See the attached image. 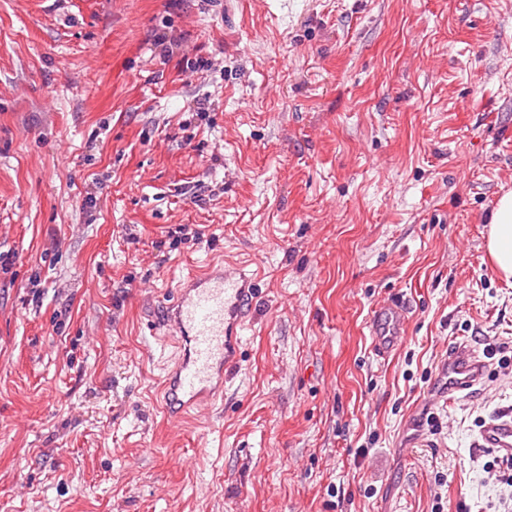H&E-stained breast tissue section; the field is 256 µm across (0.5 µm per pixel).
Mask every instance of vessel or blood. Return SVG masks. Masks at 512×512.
Wrapping results in <instances>:
<instances>
[{"instance_id":"1","label":"vessel or blood","mask_w":512,"mask_h":512,"mask_svg":"<svg viewBox=\"0 0 512 512\" xmlns=\"http://www.w3.org/2000/svg\"><path fill=\"white\" fill-rule=\"evenodd\" d=\"M257 292L253 275L235 263L216 262L191 272L179 282L172 302L165 305L157 326L166 328L180 354L158 387L166 412L212 408L216 386L240 367L238 336L250 318ZM407 327V311L395 299L377 304L368 329L378 356L391 354ZM488 367L484 352L460 343L438 366L435 400L455 401L483 383ZM477 444L503 459H512V411L485 419Z\"/></svg>"}]
</instances>
